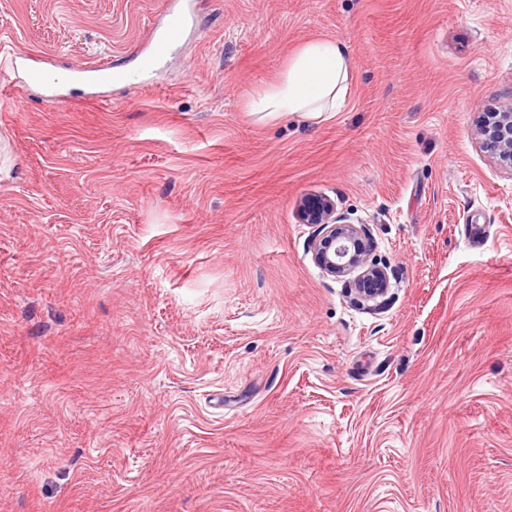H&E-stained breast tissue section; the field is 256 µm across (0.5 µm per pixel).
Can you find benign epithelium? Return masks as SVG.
<instances>
[{
  "mask_svg": "<svg viewBox=\"0 0 512 512\" xmlns=\"http://www.w3.org/2000/svg\"><path fill=\"white\" fill-rule=\"evenodd\" d=\"M478 133L499 164L512 171V106L485 113ZM298 219L302 224L320 226L319 239L313 245V260L323 274L352 280L360 303L375 302L386 294L388 266L370 259L372 243L366 225L341 222L334 201L325 196L302 202Z\"/></svg>",
  "mask_w": 512,
  "mask_h": 512,
  "instance_id": "7a95c632",
  "label": "benign epithelium"
}]
</instances>
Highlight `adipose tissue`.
Segmentation results:
<instances>
[{
  "label": "adipose tissue",
  "instance_id": "ef3b65f1",
  "mask_svg": "<svg viewBox=\"0 0 512 512\" xmlns=\"http://www.w3.org/2000/svg\"><path fill=\"white\" fill-rule=\"evenodd\" d=\"M351 69V56L342 43L308 40L289 57L279 76L249 99L247 109L266 117L285 113L317 117L340 111Z\"/></svg>",
  "mask_w": 512,
  "mask_h": 512
}]
</instances>
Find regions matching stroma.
I'll list each match as a JSON object with an SVG mask.
<instances>
[{
  "instance_id": "obj_1",
  "label": "stroma",
  "mask_w": 512,
  "mask_h": 512,
  "mask_svg": "<svg viewBox=\"0 0 512 512\" xmlns=\"http://www.w3.org/2000/svg\"><path fill=\"white\" fill-rule=\"evenodd\" d=\"M0 0V512H512V0ZM341 111L249 97L304 42ZM117 66L50 103L22 55ZM367 224L386 296L312 260ZM483 227L481 242L470 225ZM193 4V0L169 1L163 23L155 29L150 41L143 49L148 65L166 55L172 47L184 39L187 32L188 16L192 13ZM478 133L499 164L512 171V105L506 110L485 112ZM298 219L302 224L320 226L312 255L323 274L334 279H352L359 303L375 302L386 294L389 267L370 260L372 243L366 224L341 223L334 201L325 196L302 202Z\"/></svg>"
}]
</instances>
